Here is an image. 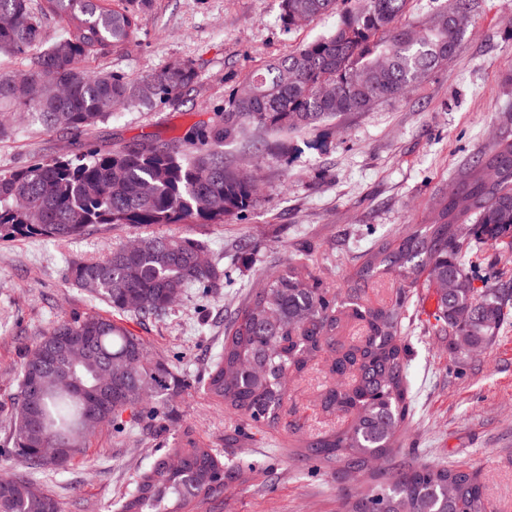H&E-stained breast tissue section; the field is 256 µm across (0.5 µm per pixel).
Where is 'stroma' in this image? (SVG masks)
<instances>
[{
	"instance_id": "1",
	"label": "stroma",
	"mask_w": 512,
	"mask_h": 512,
	"mask_svg": "<svg viewBox=\"0 0 512 512\" xmlns=\"http://www.w3.org/2000/svg\"><path fill=\"white\" fill-rule=\"evenodd\" d=\"M116 2L141 12L136 42L88 58L82 69L134 80L185 60L197 72L193 96L119 108L89 133L68 138L46 130L36 113H6L0 117L7 129L0 137V175L82 153L90 144L114 148L182 137L223 111L248 74L328 34L338 19L333 13L288 30L280 0ZM507 111L512 112V0H478L457 57L404 98L290 133L284 154L260 147L249 133L221 144L226 163L257 175L260 192L253 205L221 224H164L152 232L204 242L228 281L206 296L188 289L161 318H121L144 337L153 355L192 378V386L170 401L174 424L164 433L127 438L102 427L83 459L37 474L38 487L64 512H112L160 445L189 427L225 462L255 471L252 481L225 493L215 512H338L357 488L387 481L404 465L460 460L486 473L490 512H512V304L492 346L460 358L433 333L434 292L419 289L405 321L413 356L407 372L412 416L404 446L391 459L369 465L356 483L335 465L304 457L307 442L346 425L319 404L331 382L324 359L291 382L288 422L261 433L245 431L230 444L225 438L232 421L199 383L224 345L225 325L264 275L281 269L305 244L322 259L316 273L324 283L345 287L378 240L425 219L478 151L512 141V121L503 117ZM136 234L126 224H97L66 242L41 236L0 242V465L25 468L9 448L15 370L26 350L60 317L108 311L68 284V265L106 255ZM463 256L477 275L496 273L498 283L512 287V250L487 242Z\"/></svg>"
}]
</instances>
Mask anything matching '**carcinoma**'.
Here are the masks:
<instances>
[{
	"mask_svg": "<svg viewBox=\"0 0 512 512\" xmlns=\"http://www.w3.org/2000/svg\"><path fill=\"white\" fill-rule=\"evenodd\" d=\"M409 0H350L327 35L307 42L246 77L209 123L181 140H136L118 148L91 149L74 157L37 161L0 176V241L44 236L68 241L94 224L203 222L222 224L246 211L257 187L224 162L216 146L249 127L267 134L319 126L346 114L369 112L410 92L427 74L453 60L463 31L456 17L469 15L475 0H448L416 29L401 23ZM338 0H281L288 30L337 9ZM16 18L0 29V54L23 55L41 42V18L65 25L63 35L31 57L27 68L0 76V106L27 108L47 130L66 137L87 133L111 115L107 103L152 105L195 91L197 74L178 62L133 83L110 71L88 73L80 62L130 42L143 18L112 0H0V14ZM49 76L72 86L59 104L46 96L19 100L13 83ZM150 84L148 95L142 86ZM492 240L512 248V142H499L476 156L450 193L420 224L374 246L338 293L316 275L313 260L290 262L266 286L248 296L224 331V348L202 379L205 393L238 424L261 431L279 423L288 382L330 352L333 379L321 394L322 410L348 419L345 428L308 442L306 458L358 473L366 463L398 447L411 415L406 370L411 349L401 338L404 308L413 288L435 289V335L458 355L488 348L505 320L504 289L484 281L461 259L463 245ZM205 247L187 236H139L136 248L75 261L67 280L112 311L146 321L164 315L189 288L204 293L222 285L219 262L201 265ZM384 278L396 285L390 304L365 303L366 290ZM461 311L468 318L458 320ZM361 339L338 343L349 323ZM63 331L86 337L90 356L69 367L78 387L58 384V365L47 368L46 336ZM130 366L112 382L100 379L109 364ZM11 453L36 471L50 470L38 449L70 448L67 461L84 456L94 409L84 388L112 389L109 422L118 434L167 426L172 395L189 386L176 369L152 355L145 339L99 314L61 317L29 348L19 366ZM252 468H224L220 453L186 430L163 449L117 504V512H202L205 505L248 481ZM34 477L0 467V512H62L49 494L31 490ZM342 512H488L482 469L472 463L448 467H402L394 477L347 499Z\"/></svg>",
	"mask_w": 512,
	"mask_h": 512,
	"instance_id": "carcinoma-1",
	"label": "carcinoma"
}]
</instances>
